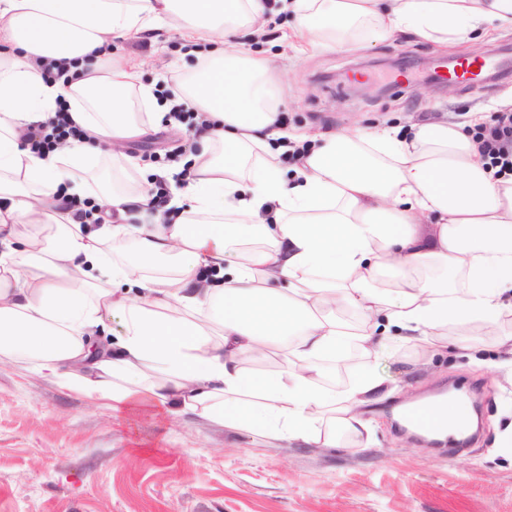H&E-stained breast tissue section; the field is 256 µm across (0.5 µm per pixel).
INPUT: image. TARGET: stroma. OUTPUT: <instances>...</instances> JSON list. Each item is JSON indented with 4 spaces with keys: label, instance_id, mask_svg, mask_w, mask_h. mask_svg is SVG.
Returning <instances> with one entry per match:
<instances>
[{
    "label": "stroma",
    "instance_id": "obj_1",
    "mask_svg": "<svg viewBox=\"0 0 512 512\" xmlns=\"http://www.w3.org/2000/svg\"><path fill=\"white\" fill-rule=\"evenodd\" d=\"M289 17L270 16L262 38L241 27L237 45L260 52L287 73L283 125L317 132L358 124L370 130L405 128L420 118L466 121L491 114L512 93V75L479 86L431 82L425 60L512 55V33L445 48L412 36L365 39L354 50H316L297 60L282 37ZM115 54L146 59L144 82L175 84L198 65L166 31L116 40ZM365 69L383 95L361 93L347 79ZM403 81V89L392 81ZM200 146L191 133L163 125L126 143V155L147 170L162 168ZM468 353L456 330L434 346L399 344L391 353H352L333 363L324 387L343 390L370 365L397 390L370 405V440L343 448L298 441L268 442L224 429L191 412L131 405L113 414L31 373L0 365V512H512V450L497 445L503 411L512 405V381L493 372L498 359L493 328L475 324ZM466 382L478 409L480 441L448 451L443 441L399 431L394 413Z\"/></svg>",
    "mask_w": 512,
    "mask_h": 512
}]
</instances>
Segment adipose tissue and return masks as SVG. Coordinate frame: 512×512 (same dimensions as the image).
I'll list each match as a JSON object with an SVG mask.
<instances>
[{
  "label": "adipose tissue",
  "mask_w": 512,
  "mask_h": 512,
  "mask_svg": "<svg viewBox=\"0 0 512 512\" xmlns=\"http://www.w3.org/2000/svg\"><path fill=\"white\" fill-rule=\"evenodd\" d=\"M278 8L310 46L352 44L362 28L445 46L512 29V0H0V364L30 363L116 407H185L316 448L341 445L321 429L331 408L356 442L370 430L365 406L391 394L370 368L342 392L324 388V361L347 350L428 345L448 325L480 322L499 327L495 368L512 378V175L479 151L482 114L405 134L289 133L277 121L281 76L227 45ZM166 26L200 64L162 98L112 42ZM50 61L62 74L48 80ZM184 103L206 122L200 153L151 171L123 156ZM63 106L87 139L44 155L24 147L22 133ZM290 145L305 152L287 166ZM108 152L136 187L116 180L98 198L116 223H79L66 204ZM156 179L171 185L165 210L126 223ZM127 239L133 255L103 248ZM341 310L363 328L337 322ZM115 318L117 349L93 343ZM268 351L279 371L244 369Z\"/></svg>",
  "instance_id": "obj_1"
}]
</instances>
